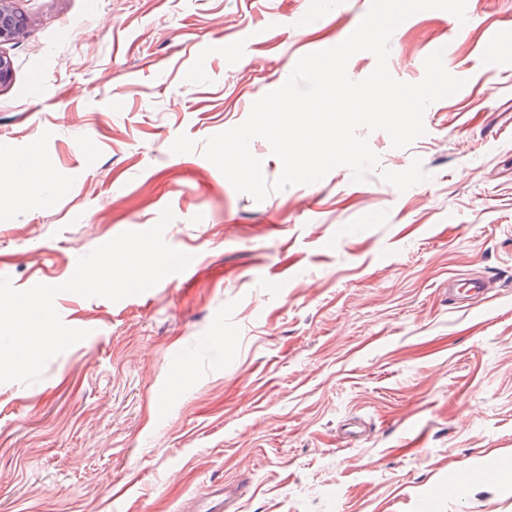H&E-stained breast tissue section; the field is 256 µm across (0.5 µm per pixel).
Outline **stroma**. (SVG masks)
Returning <instances> with one entry per match:
<instances>
[{"label": "stroma", "instance_id": "obj_1", "mask_svg": "<svg viewBox=\"0 0 512 512\" xmlns=\"http://www.w3.org/2000/svg\"><path fill=\"white\" fill-rule=\"evenodd\" d=\"M0 43V277L59 285L79 257L164 209L191 273L113 302L32 384L0 383V512H512V0L426 10L389 41L408 83L444 50L464 79L365 181L236 192L203 155L371 0H12ZM497 38L508 51L489 58ZM42 83L46 92L32 96ZM491 298L451 299L449 280ZM483 473L481 482L461 473ZM5 2L7 1L1 0L0 2V42L10 40L13 32L26 23L25 16L15 11L5 9L2 6ZM44 178L41 169V159L39 155H28L16 166L11 167L8 172L0 168V185L4 181L11 182V187L18 184L29 183ZM10 187V189H11Z\"/></svg>", "mask_w": 512, "mask_h": 512}]
</instances>
